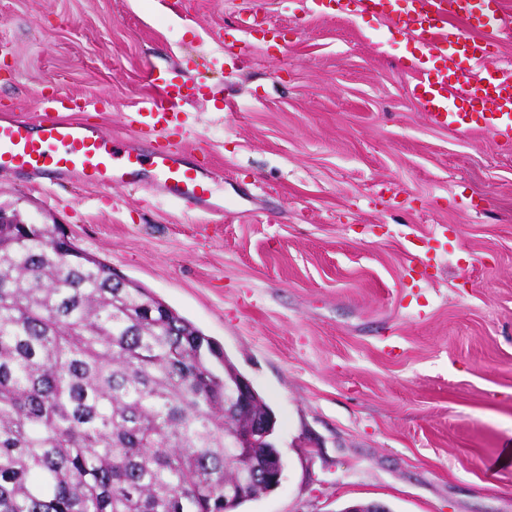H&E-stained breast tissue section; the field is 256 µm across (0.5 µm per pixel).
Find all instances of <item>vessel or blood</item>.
Listing matches in <instances>:
<instances>
[{
  "label": "vessel or blood",
  "instance_id": "b4317fda",
  "mask_svg": "<svg viewBox=\"0 0 512 512\" xmlns=\"http://www.w3.org/2000/svg\"><path fill=\"white\" fill-rule=\"evenodd\" d=\"M356 10L409 33L417 54V74L410 86L427 119L436 127L465 129L466 116L446 108L449 84H456L479 109L478 118L497 135L512 139V67L500 65L501 42L512 36V15L504 0H353ZM472 65L494 66V80L477 78ZM160 96L130 105L128 126L156 136L150 157L136 148L117 149L111 135L98 126L64 119L77 102L64 95L47 96L40 112L0 118V173H25L35 177L74 176L103 190L113 183L150 191L210 212L224 203L215 197L213 169L208 161L168 142V135L185 137L188 124L182 103L199 94L187 86L149 72Z\"/></svg>",
  "mask_w": 512,
  "mask_h": 512
}]
</instances>
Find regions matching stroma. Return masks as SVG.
<instances>
[{"label":"stroma","instance_id":"obj_1","mask_svg":"<svg viewBox=\"0 0 512 512\" xmlns=\"http://www.w3.org/2000/svg\"><path fill=\"white\" fill-rule=\"evenodd\" d=\"M254 14L279 38L242 32ZM222 52L251 62L187 104L186 145L222 169L223 214L12 174L0 203L64 224L250 379L284 471L239 512H512V141L431 125L404 30L340 0H0V115L94 99L74 120L146 152L123 118L158 94L146 72L209 82Z\"/></svg>","mask_w":512,"mask_h":512}]
</instances>
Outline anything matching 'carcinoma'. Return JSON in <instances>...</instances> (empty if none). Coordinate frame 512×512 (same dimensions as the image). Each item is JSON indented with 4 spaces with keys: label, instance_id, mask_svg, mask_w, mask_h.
I'll return each mask as SVG.
<instances>
[{
    "label": "carcinoma",
    "instance_id": "obj_1",
    "mask_svg": "<svg viewBox=\"0 0 512 512\" xmlns=\"http://www.w3.org/2000/svg\"><path fill=\"white\" fill-rule=\"evenodd\" d=\"M60 224H0V512H236L278 487L224 433L218 345Z\"/></svg>",
    "mask_w": 512,
    "mask_h": 512
}]
</instances>
